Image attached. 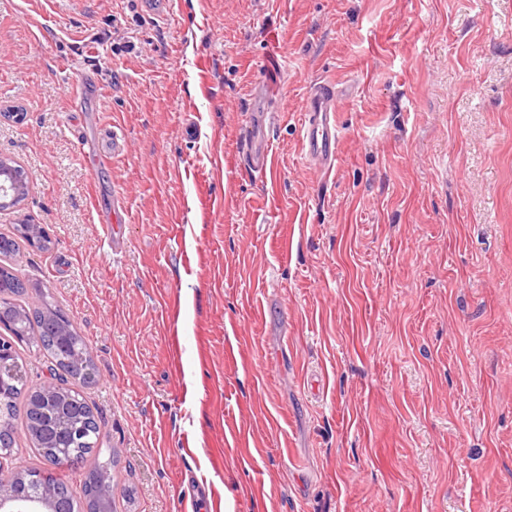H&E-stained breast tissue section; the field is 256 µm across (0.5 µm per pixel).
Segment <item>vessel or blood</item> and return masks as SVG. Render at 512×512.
I'll list each match as a JSON object with an SVG mask.
<instances>
[{
	"label": "vessel or blood",
	"mask_w": 512,
	"mask_h": 512,
	"mask_svg": "<svg viewBox=\"0 0 512 512\" xmlns=\"http://www.w3.org/2000/svg\"><path fill=\"white\" fill-rule=\"evenodd\" d=\"M338 100L335 87L326 83L314 87L303 100L301 151L324 175L332 172L338 152ZM255 101L258 112L240 141L239 153L249 168L267 173L272 169L270 102L261 95L256 96Z\"/></svg>",
	"instance_id": "b4317fda"
}]
</instances>
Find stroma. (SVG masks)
<instances>
[{
	"label": "stroma",
	"mask_w": 512,
	"mask_h": 512,
	"mask_svg": "<svg viewBox=\"0 0 512 512\" xmlns=\"http://www.w3.org/2000/svg\"><path fill=\"white\" fill-rule=\"evenodd\" d=\"M171 2L0 0V228L51 239L18 275L89 346L117 512H512V0ZM339 94L330 84H319L304 98L300 145L307 160L327 176L334 168L339 135L336 122ZM256 107L246 134L241 138L239 153L244 163L260 172H272V136L270 126V101L256 94ZM17 165L14 161L1 158L0 159V194L1 196H11L16 198L25 196L29 192V185L20 182L16 176L15 168ZM19 169V168H17ZM11 197L0 198V209H6L15 206L17 203L11 202ZM3 202V205H2Z\"/></svg>",
	"instance_id": "stroma-1"
}]
</instances>
